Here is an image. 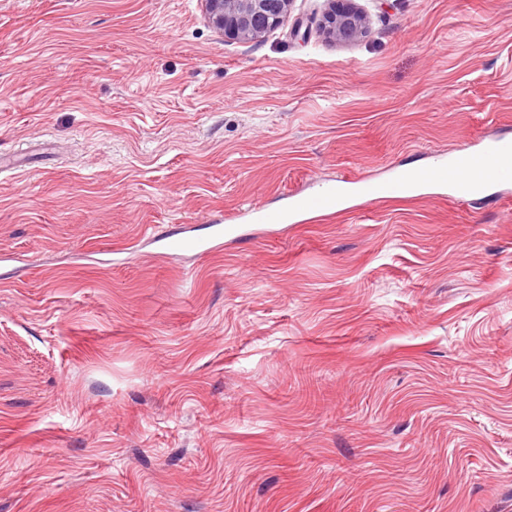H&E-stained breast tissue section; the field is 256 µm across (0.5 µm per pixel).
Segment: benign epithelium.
<instances>
[{
  "label": "benign epithelium",
  "mask_w": 512,
  "mask_h": 512,
  "mask_svg": "<svg viewBox=\"0 0 512 512\" xmlns=\"http://www.w3.org/2000/svg\"><path fill=\"white\" fill-rule=\"evenodd\" d=\"M293 0H204L209 23L224 38L250 41L279 27ZM320 20L324 36L336 43L357 42L367 37L366 16L357 0H327Z\"/></svg>",
  "instance_id": "obj_1"
}]
</instances>
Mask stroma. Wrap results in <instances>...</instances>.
Wrapping results in <instances>:
<instances>
[{"instance_id":"35a3bbf8","label":"stroma","mask_w":512,"mask_h":512,"mask_svg":"<svg viewBox=\"0 0 512 512\" xmlns=\"http://www.w3.org/2000/svg\"><path fill=\"white\" fill-rule=\"evenodd\" d=\"M358 2L0 0V512H512V182L235 218L512 138V0ZM293 0H204L209 23L224 38L250 41L279 27ZM328 8L320 20L324 36L336 43L357 42L367 37L366 16L356 0H327ZM342 186L336 184L309 193H295L287 197L286 206L280 210L254 207L248 214L255 215L263 224L279 226L287 220L301 223L309 216H328L336 212ZM213 227H215L213 235L208 240H198L190 237L175 238V234L160 235L157 233L149 234L148 238L155 242L165 241L164 248L167 251L206 254L220 249L224 245V226L214 224Z\"/></svg>"}]
</instances>
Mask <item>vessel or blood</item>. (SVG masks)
Returning <instances> with one entry per match:
<instances>
[{
  "instance_id": "obj_1",
  "label": "vessel or blood",
  "mask_w": 512,
  "mask_h": 512,
  "mask_svg": "<svg viewBox=\"0 0 512 512\" xmlns=\"http://www.w3.org/2000/svg\"><path fill=\"white\" fill-rule=\"evenodd\" d=\"M478 158L482 168L481 174L478 175H464L447 164L439 163L422 176L397 170L385 182L360 180L359 191L361 196L369 201L380 198L404 199L414 197L428 185L450 189L457 197L466 198L470 196L473 185L482 184L483 174H491L494 181L499 183L512 181V139L499 137L485 142L478 152ZM341 192L342 187L337 184L309 193H295L288 196L283 209L267 210L255 207L251 213L262 223L271 226H278L289 220L301 223L310 216H328L335 213ZM151 239L163 242L165 249L172 252L206 254L223 247L224 228L220 225L215 226L212 237L207 240L177 238L171 235L163 237L157 233L152 234Z\"/></svg>"
}]
</instances>
